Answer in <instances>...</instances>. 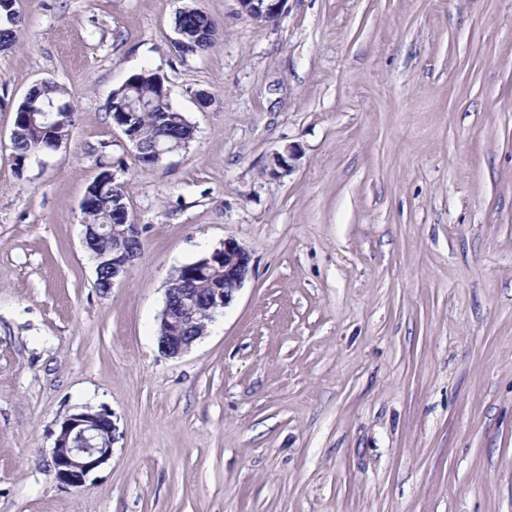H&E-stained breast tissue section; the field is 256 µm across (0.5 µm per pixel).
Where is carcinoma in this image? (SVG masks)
Listing matches in <instances>:
<instances>
[{"instance_id":"carcinoma-1","label":"carcinoma","mask_w":512,"mask_h":512,"mask_svg":"<svg viewBox=\"0 0 512 512\" xmlns=\"http://www.w3.org/2000/svg\"><path fill=\"white\" fill-rule=\"evenodd\" d=\"M20 24L15 11V0H0V50L13 46ZM196 29L187 32L183 43L176 52L183 54H199L213 46L206 40V33L212 25V20L204 13L196 16L192 22ZM158 73L143 70L130 76L127 83L112 93L113 111L127 113V125L143 144L145 151L137 156L138 161L145 167L155 166L152 145L162 140L169 147H179L188 139L191 129L186 116L176 110L170 97L162 95ZM65 91L56 83L48 81L38 86V89L28 93L27 103L18 105L14 127L18 135L12 142L14 152L21 163L28 162L31 156L41 155L51 151L56 131H46L38 122L27 116L29 112H38L47 103L55 105V119L62 131L74 127L76 112L69 103L62 100ZM96 195L94 206L85 212V218L91 224L112 223V195L123 193L122 187L110 181H102L95 186Z\"/></svg>"}]
</instances>
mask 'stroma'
<instances>
[{"mask_svg": "<svg viewBox=\"0 0 512 512\" xmlns=\"http://www.w3.org/2000/svg\"><path fill=\"white\" fill-rule=\"evenodd\" d=\"M219 30L180 56L179 11ZM0 51V512H512V0H16ZM195 127L154 168L112 121L131 75ZM78 119L17 171L42 81ZM205 92L208 105L195 95ZM300 159L270 174L286 145ZM109 165L142 254L111 292L81 200ZM236 239L253 271L179 358L177 270ZM107 408L79 488L60 421ZM241 13L255 21L270 22L281 13L286 0H237ZM113 422L105 409L86 408L60 422L51 452L58 481L79 488L112 456Z\"/></svg>", "mask_w": 512, "mask_h": 512, "instance_id": "obj_1", "label": "stroma"}]
</instances>
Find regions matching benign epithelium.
<instances>
[{
  "label": "benign epithelium",
  "mask_w": 512,
  "mask_h": 512,
  "mask_svg": "<svg viewBox=\"0 0 512 512\" xmlns=\"http://www.w3.org/2000/svg\"><path fill=\"white\" fill-rule=\"evenodd\" d=\"M286 0H238L241 13L255 21L270 22L281 13ZM300 157L299 149L287 145L283 151L276 153L272 159L271 173L281 177L290 173ZM123 196L112 198V215L124 227V236L138 240L141 236L139 225L130 218L127 204L122 202ZM123 255L112 257L104 262L102 255L94 254L92 259L96 269L107 266L110 277L100 287L104 294L109 293L115 283L125 276L134 264L135 253L122 247ZM224 254L223 286L207 289L203 295L183 292L178 301H173L178 278L168 282L165 291V302L160 314L161 334L159 345L162 352L169 357H178L188 352L192 346L206 335L208 324L223 311L235 298L248 278L251 266V254L245 246L233 238L224 240L222 245L213 249L210 256H205L190 265L178 269L184 274L190 267L199 273L209 272L211 257ZM113 422L105 409L91 407L66 415L60 422L54 446L51 452V466L58 481L68 487L79 488L86 484L90 476L105 464L112 456Z\"/></svg>",
  "instance_id": "7a95c632"
}]
</instances>
